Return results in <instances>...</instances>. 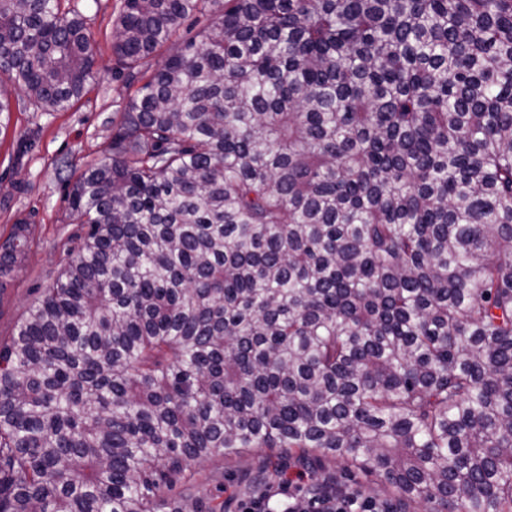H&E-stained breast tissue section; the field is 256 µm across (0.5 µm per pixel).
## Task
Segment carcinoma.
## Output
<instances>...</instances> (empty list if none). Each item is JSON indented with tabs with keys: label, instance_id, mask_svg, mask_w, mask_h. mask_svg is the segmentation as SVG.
<instances>
[{
	"label": "carcinoma",
	"instance_id": "obj_1",
	"mask_svg": "<svg viewBox=\"0 0 512 512\" xmlns=\"http://www.w3.org/2000/svg\"><path fill=\"white\" fill-rule=\"evenodd\" d=\"M62 2L0 0V114L87 94ZM112 56L87 229L0 346V512H214L193 466L249 448L512 512V0H122Z\"/></svg>",
	"mask_w": 512,
	"mask_h": 512
}]
</instances>
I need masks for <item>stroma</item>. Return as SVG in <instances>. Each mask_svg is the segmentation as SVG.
Here are the masks:
<instances>
[{"instance_id":"35a3bbf8","label":"stroma","mask_w":512,"mask_h":512,"mask_svg":"<svg viewBox=\"0 0 512 512\" xmlns=\"http://www.w3.org/2000/svg\"><path fill=\"white\" fill-rule=\"evenodd\" d=\"M96 40L100 65L78 107L66 112L35 109L26 96L12 93V110L0 115V245L20 221L30 224V244L15 270L0 278V344L14 336L28 307L51 287L72 259L71 242L85 231L68 223L67 193L83 163H108L112 118L126 103L124 81L112 61L110 32L121 0H71ZM259 450L196 465L199 496L224 512H249L270 490L288 484L295 500H307L313 470L291 463L248 485ZM338 477L339 493H358L392 502L374 474L347 472L340 459H325Z\"/></svg>"}]
</instances>
